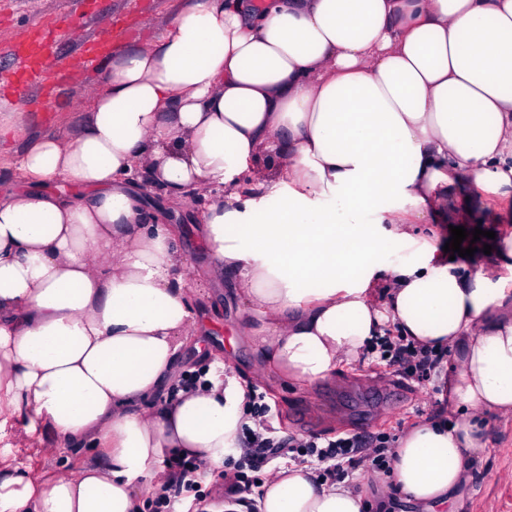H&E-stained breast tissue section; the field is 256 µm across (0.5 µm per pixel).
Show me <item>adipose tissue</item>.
Here are the masks:
<instances>
[{
    "label": "adipose tissue",
    "instance_id": "adipose-tissue-1",
    "mask_svg": "<svg viewBox=\"0 0 512 512\" xmlns=\"http://www.w3.org/2000/svg\"><path fill=\"white\" fill-rule=\"evenodd\" d=\"M145 181L196 205L259 377L312 388L389 330L452 351L454 422L420 421L364 480L458 512L483 416L512 417V290L420 227L464 208L463 181L512 202V0H186L105 60L79 126L0 171V439L26 413L100 454L48 478L0 465V512H142L164 460L211 484L254 424L227 362L155 399L198 315ZM366 485L282 468L259 507L371 512Z\"/></svg>",
    "mask_w": 512,
    "mask_h": 512
}]
</instances>
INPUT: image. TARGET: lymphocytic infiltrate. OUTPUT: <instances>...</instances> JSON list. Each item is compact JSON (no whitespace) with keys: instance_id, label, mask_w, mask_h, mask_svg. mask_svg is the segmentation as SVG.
<instances>
[{"instance_id":"f902f5d3","label":"lymphocytic infiltrate","mask_w":512,"mask_h":512,"mask_svg":"<svg viewBox=\"0 0 512 512\" xmlns=\"http://www.w3.org/2000/svg\"><path fill=\"white\" fill-rule=\"evenodd\" d=\"M371 350L372 364L415 384L442 374L448 361L447 351H438L391 333L377 337ZM394 446V438L386 432H357L334 438L310 434L301 439H279L247 427L242 431L239 457L224 460L231 472L229 491L244 496L247 512H255L257 505L252 493L264 482L263 467L274 460L308 465L319 478L337 482L352 479L360 463L365 461L374 470H388ZM164 467L174 473L175 479L148 499L145 512H175L178 498L187 495L198 503L206 501L207 494L198 479L199 466L195 461H168Z\"/></svg>"}]
</instances>
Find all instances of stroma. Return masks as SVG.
<instances>
[{"instance_id":"1","label":"stroma","mask_w":512,"mask_h":512,"mask_svg":"<svg viewBox=\"0 0 512 512\" xmlns=\"http://www.w3.org/2000/svg\"><path fill=\"white\" fill-rule=\"evenodd\" d=\"M180 0H97L96 8L112 14L111 28L94 26L72 30L59 54L66 60L78 57V47L88 36H97L122 47L149 38L166 20ZM68 0H0V17L7 21L0 26V40L32 30L51 13L68 10ZM72 83L61 86L54 97L36 105H26L24 118L28 135L67 132L80 124L86 110L89 89L101 81L100 70L83 75L81 68H72ZM200 302L205 309L204 321L209 328L229 334L239 311V301L229 285L210 284L201 290ZM215 359L230 360L244 381L255 375V363L248 341L237 337L235 350L227 346L205 344L196 352L193 344L182 350V363L202 366ZM267 395L278 411L272 425L277 436L301 437L312 433L333 437L345 433L387 432L402 436L413 426L408 416L418 407L424 416L436 411L453 416V409H439L438 394L431 388H417L395 374L371 368L361 361L337 373L336 377L310 391L291 388H271ZM27 419H18L14 446L7 457L12 465L41 475H52L66 468L78 470L83 462L92 459L89 448H46L27 434ZM461 512H512V417H493L489 420V446L475 465L470 479L462 488Z\"/></svg>"}]
</instances>
